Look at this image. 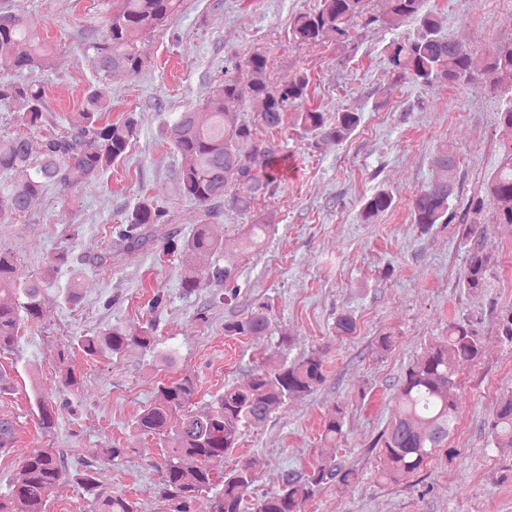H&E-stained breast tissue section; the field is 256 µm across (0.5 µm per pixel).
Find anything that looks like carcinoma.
<instances>
[{
  "label": "carcinoma",
  "mask_w": 512,
  "mask_h": 512,
  "mask_svg": "<svg viewBox=\"0 0 512 512\" xmlns=\"http://www.w3.org/2000/svg\"><path fill=\"white\" fill-rule=\"evenodd\" d=\"M370 2L319 0L314 11L292 19L289 40L299 45L343 46L351 38L349 30L355 24L376 28L397 18L414 19L420 29L417 37L393 39L383 48L393 83L412 81L461 88L481 80L496 89L499 75L512 74V43L497 46L485 57L441 34L436 17L423 11L424 0H384L381 12L373 11ZM180 4L181 0H115L105 37L89 46L97 58L100 78L118 70L140 75L147 66L142 39L166 26L178 13ZM51 62L49 44L36 38L21 17L0 12V72L45 69ZM242 66L251 72V81L245 86L232 74ZM309 84L304 71L271 81L268 51L257 46L243 59L232 60L224 67V77L209 87L202 111L189 108L170 113L161 134L184 160L178 171L182 193L202 208L204 221L186 239L173 234L157 243L150 226L169 224L172 215L157 196H144L118 225L116 252L151 248L162 258L177 255L186 292L222 284L224 291H216L212 303L236 299L234 267L215 264L202 270L194 258L224 250L223 242L209 232L212 220L223 208L244 216L252 214L258 196L281 179L288 160L280 143L258 139L252 126L240 118L246 102L262 101L258 119L270 130L281 128L291 115L304 131L337 143L347 140L362 121L361 113L348 109L329 118L325 112L304 108ZM0 104L14 108L18 126L29 131L41 129L45 122L44 90L38 84L0 81ZM109 109L110 99L99 85L89 90L82 110L73 113L65 131L43 136L38 148H33L30 137L24 134L0 136V172L23 174L11 190L0 194V215L24 213L47 187L69 189L92 182L123 161L136 134L137 119L135 113L128 112L118 122L105 121L102 114ZM498 124L503 137L496 169L486 183L484 195L471 200L469 209L478 216L486 205L498 203L493 223L512 224V98L498 113ZM433 167L438 177L415 193L410 203L412 221L423 234L437 226L449 229L456 218L451 205L456 157L450 151L438 154L433 158ZM393 205L392 192L379 189L364 200L360 216L370 224ZM272 223L273 216L268 214L247 225L244 250L258 247ZM488 228L475 220L463 229L462 237L469 248L460 280L472 291L491 287L495 278L497 263L485 247ZM43 283L42 278L23 279L12 257L0 253V353L13 350L22 322L40 318ZM268 311L269 307L262 303L245 317L224 324V332L229 336L270 335ZM497 336L512 347V306L498 313ZM76 344L90 357L104 352L119 354L132 346L152 349L156 344L155 325L146 323L135 336L112 326L85 334L76 339ZM480 355L477 322L463 318L448 323L445 336L430 343L409 365L396 384L394 416L372 444L379 449L382 461L380 481L400 484L422 471L436 454L442 452L450 458L456 454L448 447V439L458 420V365L476 362ZM56 374L66 389L79 385V373L62 352ZM324 382V352L320 349L293 361L268 360L253 371L248 384L224 386L200 411L190 408L196 393V380L191 376L158 382L152 404L134 421L139 433L158 438L171 435L176 442V446L162 449L161 462L156 464L160 474L156 489L158 512H193V501L216 487L220 492L215 496L214 512H303L305 502L316 491L331 485L343 490L356 483V469L322 464L309 472H286L277 491L252 500V460H241L224 474L214 473L208 466L211 458L225 456L238 446L241 428L260 426L281 404L314 393ZM36 408L39 427L50 431L54 426L52 407L38 398ZM341 414V409H335L324 423V439L336 442L343 437ZM485 429L494 447L512 448V391L500 396ZM16 434V422L1 416L0 456L11 454ZM68 477L93 497V512H139L137 501L127 495L99 492L92 471L70 473L64 457L53 448L18 465L8 491L0 493V512H49L52 489Z\"/></svg>",
  "instance_id": "obj_1"
}]
</instances>
